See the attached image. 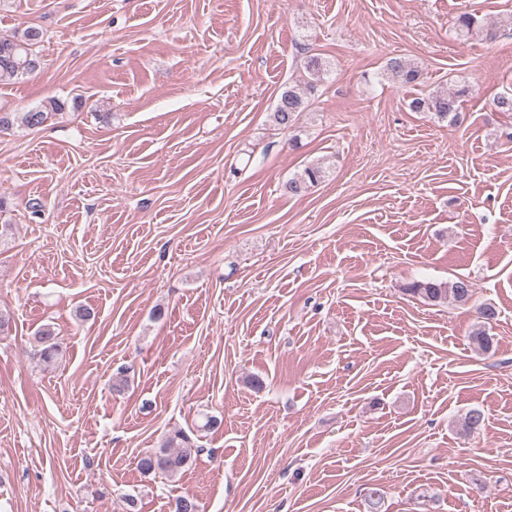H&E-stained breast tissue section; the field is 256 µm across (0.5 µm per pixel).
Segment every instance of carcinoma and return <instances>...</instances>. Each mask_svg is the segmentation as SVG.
I'll use <instances>...</instances> for the list:
<instances>
[{
	"mask_svg": "<svg viewBox=\"0 0 512 512\" xmlns=\"http://www.w3.org/2000/svg\"><path fill=\"white\" fill-rule=\"evenodd\" d=\"M457 35L470 37L481 35L488 42L495 39L498 25L470 12L461 13L454 23ZM42 33L35 27H27L17 32L11 38H0V82L11 81L20 76L30 74L37 68L32 47L39 41ZM305 69L308 80L304 85L290 86L279 96L271 119L277 129L290 131L294 127L296 115L306 111L308 94L312 93L327 74V64L317 56L311 55L306 59ZM385 73L400 84H414L420 78L417 66L402 56H392L386 61ZM466 89L448 88L436 91L426 97H415L409 103L413 112H431L441 120L457 127L467 122V113L463 112L461 102ZM64 105L55 99L44 102L41 106L32 108L15 115L19 125L35 128L43 125L51 116L62 111ZM324 176V170L319 164L305 167L299 175L288 180L285 190L296 194L310 186L318 184ZM413 295L440 304L454 302L459 305L469 303L473 296L471 282L465 278H457L448 282L428 279L416 281L407 288ZM478 323L472 333V342L478 350L488 353L493 350L495 337L489 333L487 325L496 320L497 311L491 305H481L476 308ZM34 354L46 365L55 363L63 354L61 339L54 327L47 324L39 328L30 339ZM485 427L484 415L479 409L469 410L462 422L465 433L471 434ZM202 448L195 445L193 439L179 429L165 437L159 448L141 457L137 466L141 472L151 474L160 472L168 476L180 475L194 465ZM169 512H201L199 501L190 495H181L171 503Z\"/></svg>",
	"mask_w": 512,
	"mask_h": 512,
	"instance_id": "cac0c4a2",
	"label": "carcinoma"
}]
</instances>
